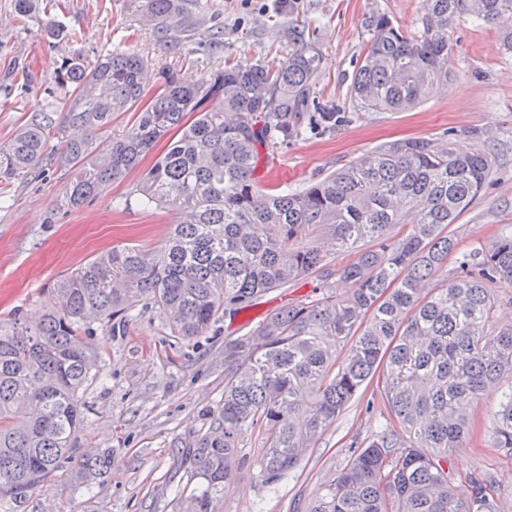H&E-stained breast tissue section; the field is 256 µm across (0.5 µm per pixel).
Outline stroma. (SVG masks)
<instances>
[{"mask_svg":"<svg viewBox=\"0 0 512 512\" xmlns=\"http://www.w3.org/2000/svg\"><path fill=\"white\" fill-rule=\"evenodd\" d=\"M140 0H38L29 16L0 0V145L7 143L50 97L61 61L93 63L115 51L147 58L146 94L156 88L158 68L174 66L194 81L210 79L225 63L249 65L280 59L295 32L322 52L318 101L337 110L335 125L302 124L296 137L261 162V188L300 189L362 155L404 137L462 140L489 154V182L450 230L459 251L490 244L512 228V50L502 46L498 26L459 15L450 29L451 81L403 112L365 108L351 93L369 32L366 20L383 14L405 33L422 32V0H197L189 27L161 40L140 12ZM64 29L55 38L54 29ZM222 32L213 45V32ZM139 177L101 186L92 204L62 207L68 171L49 166L36 178L0 185V318L14 310L35 313L46 285L98 252L135 243L164 244L172 212L126 204ZM323 280L310 275L262 296L255 306L223 319L209 335L172 336L162 314L140 308L120 333L103 336L104 376L85 394L86 425L77 460L112 452V469L93 488L78 484L70 468L36 494L26 512H178L180 492L194 483L179 466L183 445L206 431L224 398V342L244 335L282 308L316 297ZM512 382L484 392L471 411V431L448 453L456 484L484 473L496 482L499 512H512V457L493 448L487 430ZM387 425V409L364 387L308 452L293 477L273 488L243 475L227 494L222 512H307L320 486L343 467L351 441H369Z\"/></svg>","mask_w":512,"mask_h":512,"instance_id":"stroma-1","label":"stroma"}]
</instances>
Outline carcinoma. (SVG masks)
<instances>
[{"instance_id": "obj_1", "label": "carcinoma", "mask_w": 512, "mask_h": 512, "mask_svg": "<svg viewBox=\"0 0 512 512\" xmlns=\"http://www.w3.org/2000/svg\"><path fill=\"white\" fill-rule=\"evenodd\" d=\"M190 2L143 0L145 22L166 38L185 25ZM423 11L418 37L369 17L351 86L365 107L406 111L448 89L455 17L493 24L512 14V0H423ZM321 61L300 32L278 62L226 66L207 84L161 67L148 98L147 61L135 52L91 66L67 58L55 76L68 93L63 114L41 113L0 146V184L56 165L73 173L61 205L77 209L138 169L129 195L175 214L162 247L101 252L49 285L37 320L0 319V512H21L72 462L84 393L103 372L97 328L115 335L143 304L162 311L172 335L205 336L268 291L322 271L337 251L355 253L337 270L349 288L328 284L224 342V400L180 461L198 479L185 512H219L252 432L261 440L253 476L277 485L374 379L389 427L323 484L309 512H498L491 478L452 483L448 450L469 436L481 395L512 376V327L496 325L494 297L512 288V230L434 282L456 249L448 227L478 198L492 160L468 144L407 138L303 191L261 188L262 152L296 133ZM119 112L133 122L110 137ZM490 436L512 456V392ZM111 468L108 451L74 477L93 484Z\"/></svg>"}]
</instances>
